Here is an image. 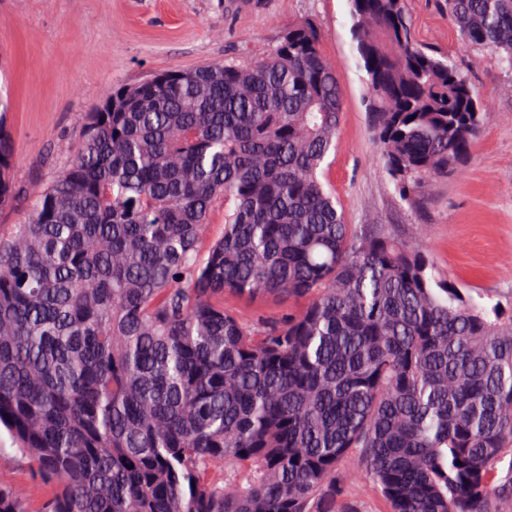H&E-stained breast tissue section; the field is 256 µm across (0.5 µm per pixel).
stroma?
Here are the masks:
<instances>
[{
  "instance_id": "1",
  "label": "stroma",
  "mask_w": 512,
  "mask_h": 512,
  "mask_svg": "<svg viewBox=\"0 0 512 512\" xmlns=\"http://www.w3.org/2000/svg\"><path fill=\"white\" fill-rule=\"evenodd\" d=\"M301 21L320 28L321 51L335 63L343 92L323 181L346 223L423 241L437 278L487 302L512 303V68L463 42L445 0H410L415 39L456 66L491 118L463 171L421 185L411 201L395 191L369 129L349 0H0V87L13 103L19 190L0 210V225L27 221V190L61 171L84 114L112 88L168 68L247 60ZM0 485L18 491L28 512H41L54 492L7 446Z\"/></svg>"
}]
</instances>
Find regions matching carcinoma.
I'll return each mask as SVG.
<instances>
[{
    "instance_id": "1",
    "label": "carcinoma",
    "mask_w": 512,
    "mask_h": 512,
    "mask_svg": "<svg viewBox=\"0 0 512 512\" xmlns=\"http://www.w3.org/2000/svg\"><path fill=\"white\" fill-rule=\"evenodd\" d=\"M349 2L373 138L409 201L467 163L490 113L417 43L408 0ZM446 2L512 67V0ZM321 40L302 22L246 62L113 89L0 229V431L54 484L42 512H364L350 457L389 512L512 506V304L345 223L321 180L343 111ZM11 109L0 93V209ZM0 512H26L10 487Z\"/></svg>"
}]
</instances>
